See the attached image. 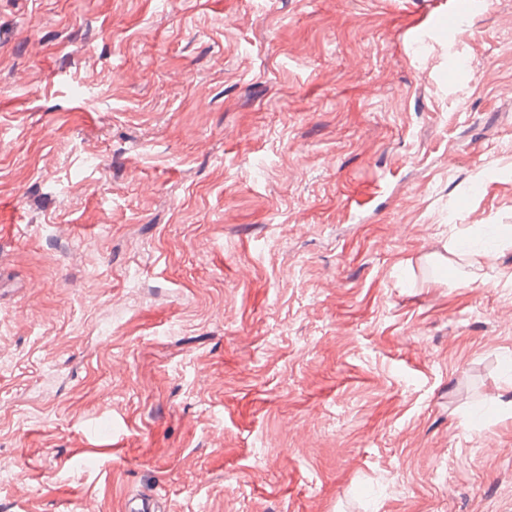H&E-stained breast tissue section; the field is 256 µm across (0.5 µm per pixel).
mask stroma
I'll return each instance as SVG.
<instances>
[{
    "label": "stroma",
    "instance_id": "stroma-1",
    "mask_svg": "<svg viewBox=\"0 0 512 512\" xmlns=\"http://www.w3.org/2000/svg\"><path fill=\"white\" fill-rule=\"evenodd\" d=\"M506 229L512 0H0V512H512Z\"/></svg>",
    "mask_w": 512,
    "mask_h": 512
}]
</instances>
